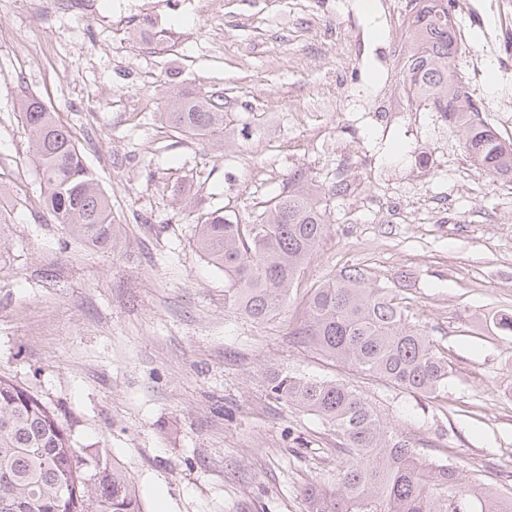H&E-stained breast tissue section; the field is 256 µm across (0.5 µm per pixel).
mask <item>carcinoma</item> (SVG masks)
I'll return each instance as SVG.
<instances>
[{"mask_svg":"<svg viewBox=\"0 0 512 512\" xmlns=\"http://www.w3.org/2000/svg\"><path fill=\"white\" fill-rule=\"evenodd\" d=\"M400 62L403 90L422 107L455 120L461 145L480 173L512 179V142L480 118L483 104L456 70V25L449 0H411ZM43 204L94 249L113 247L112 203L71 131L33 95L20 99ZM169 133L200 136L224 148V96L178 91L159 113ZM320 192L302 175L244 221L218 208L198 217L197 250L224 271V304L256 322L287 300L305 263L329 232ZM300 341L356 371L404 390L436 396L448 361L408 321L396 290L350 269L314 289ZM278 400L332 424L343 454L336 485H308L306 512H512V496L463 478L458 467L418 457L408 441L349 384L277 371ZM0 512H142L127 471L105 448L78 447L58 411L0 375Z\"/></svg>","mask_w":512,"mask_h":512,"instance_id":"carcinoma-1","label":"carcinoma"}]
</instances>
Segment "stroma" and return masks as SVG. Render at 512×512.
Wrapping results in <instances>:
<instances>
[{"instance_id":"obj_1","label":"stroma","mask_w":512,"mask_h":512,"mask_svg":"<svg viewBox=\"0 0 512 512\" xmlns=\"http://www.w3.org/2000/svg\"><path fill=\"white\" fill-rule=\"evenodd\" d=\"M96 0L35 16L0 9V374L56 407L77 446L130 474L144 512H306L332 484L335 428L272 396L270 372L350 383L423 457L512 490V197L472 171L454 126L402 88L386 53L410 0ZM461 33L483 57L484 120L512 61L484 56L500 26L471 0ZM220 92L224 152L154 121L175 92ZM58 112L112 201L121 237L93 249L54 223L19 112ZM301 174L330 230L263 322L224 306V273L194 223L244 216ZM358 195L339 196L340 178ZM349 268L404 298L451 374L435 398L358 374L299 343L312 288Z\"/></svg>"}]
</instances>
